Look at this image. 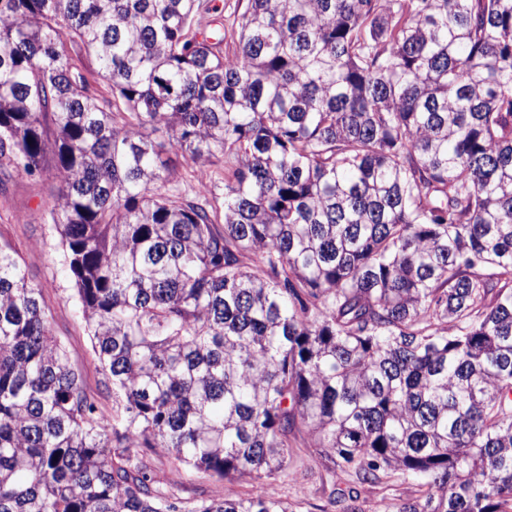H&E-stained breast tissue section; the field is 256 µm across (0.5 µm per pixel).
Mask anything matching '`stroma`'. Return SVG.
I'll return each mask as SVG.
<instances>
[{"mask_svg": "<svg viewBox=\"0 0 512 512\" xmlns=\"http://www.w3.org/2000/svg\"><path fill=\"white\" fill-rule=\"evenodd\" d=\"M57 182L48 176L20 174L5 196H0V242L9 243L19 254L30 280L43 289L52 330L64 343L71 364L88 390L103 388V376L92 361V345L84 323L75 314L74 284L66 267L60 237L47 224L45 211L55 199ZM157 469L181 486L185 501L220 500L248 488L237 480L217 481L189 471L166 454L155 456ZM296 482L269 481L270 495L296 502L297 512H322L328 505L333 477L307 448L295 449Z\"/></svg>", "mask_w": 512, "mask_h": 512, "instance_id": "35a3bbf8", "label": "stroma"}]
</instances>
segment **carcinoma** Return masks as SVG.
Here are the masks:
<instances>
[{"label": "carcinoma", "instance_id": "cac0c4a2", "mask_svg": "<svg viewBox=\"0 0 512 512\" xmlns=\"http://www.w3.org/2000/svg\"><path fill=\"white\" fill-rule=\"evenodd\" d=\"M209 13L0 0V195L53 171L112 388L106 414L0 243V512H295L265 482L299 432L413 482L380 512H512V0ZM158 453L251 489L189 505ZM168 156L171 159L173 166L176 169L177 180L181 183V188L184 194L189 196L194 195L197 191V182L193 177L192 164H187L181 156H176L173 153H169Z\"/></svg>", "mask_w": 512, "mask_h": 512}]
</instances>
